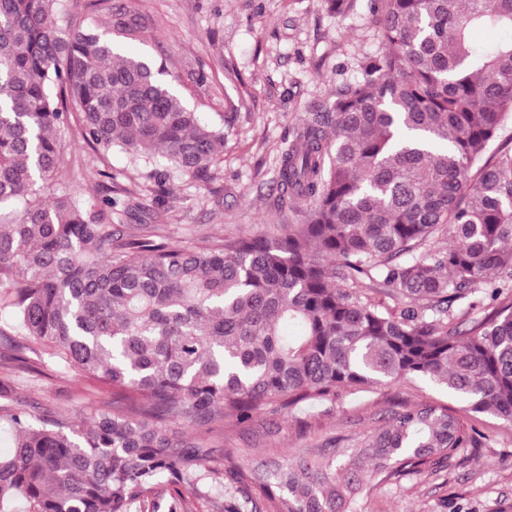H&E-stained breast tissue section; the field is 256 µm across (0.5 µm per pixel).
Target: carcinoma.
I'll return each instance as SVG.
<instances>
[{
    "instance_id": "cac0c4a2",
    "label": "carcinoma",
    "mask_w": 512,
    "mask_h": 512,
    "mask_svg": "<svg viewBox=\"0 0 512 512\" xmlns=\"http://www.w3.org/2000/svg\"><path fill=\"white\" fill-rule=\"evenodd\" d=\"M382 51L362 79L310 112L282 151L278 209L309 220L274 240L181 245L105 223L119 199L54 192L57 133L77 110L84 144L121 148L158 187L207 186L224 130L206 124L164 68L114 50L154 38L143 15L89 0H0V315L4 349L27 373L71 371L112 397L87 418L31 413L0 380V512H169L229 496L200 436L224 418L361 397L426 378L462 411L512 423V0H371ZM478 29L505 39L485 45ZM448 238L452 244L441 247ZM389 288L394 306L365 293ZM479 292L492 301L469 317ZM39 346V365L21 350ZM458 410L407 404L359 436L281 464L236 463L251 512H362L365 464L382 484L450 462L477 443Z\"/></svg>"
}]
</instances>
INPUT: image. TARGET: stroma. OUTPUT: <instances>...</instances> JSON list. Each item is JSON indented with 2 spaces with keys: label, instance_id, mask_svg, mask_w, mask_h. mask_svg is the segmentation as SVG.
Returning <instances> with one entry per match:
<instances>
[{
  "label": "stroma",
  "instance_id": "1",
  "mask_svg": "<svg viewBox=\"0 0 512 512\" xmlns=\"http://www.w3.org/2000/svg\"><path fill=\"white\" fill-rule=\"evenodd\" d=\"M114 2L132 6L155 30L154 39L125 43V51L164 65L190 107L223 128L224 154L208 188L184 178L160 188L148 166L135 164L123 151L86 147L73 123L59 134L60 185L96 198L102 194L100 173L109 171L115 176L114 196L129 203L113 214V228L135 235L141 225L158 224L171 242L273 238L301 223L304 209L282 212L275 203L281 151L299 119L315 108L330 109L337 88L360 78L362 58L379 51L369 0H359L344 18L330 14L321 0ZM1 376L16 378L17 399L34 412L48 407L71 415L100 396L71 373L16 374L0 363ZM421 400L459 405L444 386L417 379L294 417L269 412L247 425L228 418L222 431L209 436L214 464L225 467L229 452L252 459L272 448L283 460L327 437L361 434L380 425L395 405ZM480 430L479 447L463 449L441 471L427 466L380 488L365 480L363 512H512V425L484 414Z\"/></svg>",
  "mask_w": 512,
  "mask_h": 512
}]
</instances>
